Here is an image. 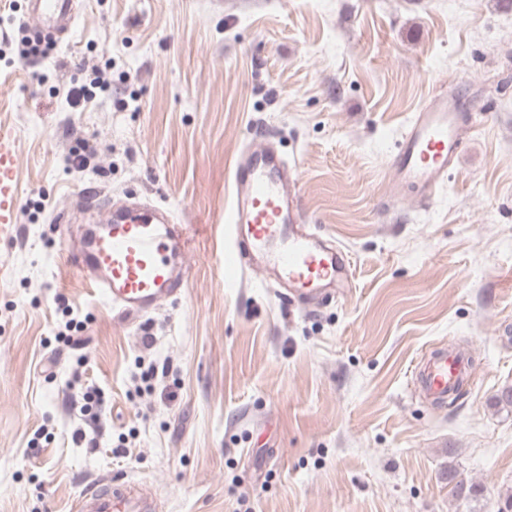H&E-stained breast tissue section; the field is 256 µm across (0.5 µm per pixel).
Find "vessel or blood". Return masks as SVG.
I'll list each match as a JSON object with an SVG mask.
<instances>
[{
    "label": "vessel or blood",
    "instance_id": "b4317fda",
    "mask_svg": "<svg viewBox=\"0 0 512 512\" xmlns=\"http://www.w3.org/2000/svg\"><path fill=\"white\" fill-rule=\"evenodd\" d=\"M73 0H29L28 19L60 30L73 19ZM467 117L452 94L436 96L415 112L391 162L393 176L423 200L432 199L461 153ZM19 153L13 131L0 127V235L19 222ZM224 220L234 240L232 257L241 266L273 271L293 297L350 287L347 254L311 231L303 219L299 177L270 147L249 148L230 175V206ZM189 225L174 223L169 211L152 204L113 208L105 224L90 230L80 246L67 249L73 271L118 320L136 322L164 301L180 296L189 279ZM471 376L468 353L448 346L420 362L421 389L444 403ZM142 488L114 475L86 487L73 512H151Z\"/></svg>",
    "mask_w": 512,
    "mask_h": 512
}]
</instances>
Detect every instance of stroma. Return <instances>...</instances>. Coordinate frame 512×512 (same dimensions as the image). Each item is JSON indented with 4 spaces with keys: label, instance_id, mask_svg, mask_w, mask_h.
Wrapping results in <instances>:
<instances>
[{
    "label": "stroma",
    "instance_id": "1",
    "mask_svg": "<svg viewBox=\"0 0 512 512\" xmlns=\"http://www.w3.org/2000/svg\"><path fill=\"white\" fill-rule=\"evenodd\" d=\"M28 0H0V123L20 220L0 238V512H71L101 474L162 512H498L512 496V6L504 0H76L72 34L23 59ZM101 71L111 102L65 90ZM480 107L436 196L388 168L431 98ZM271 142L306 222L350 258L348 294L285 299L228 262V173ZM87 167L68 166L76 151ZM206 226L183 294L115 322L64 260L84 193ZM84 318L60 341L66 307ZM449 343L474 378L449 404L412 374ZM167 366L154 392L143 367ZM96 447L74 442L88 383ZM127 437L129 455L113 450ZM481 487L459 496L446 473ZM82 400L83 404L80 407L81 416L86 418L93 432H95V428L92 427V424H96L102 407L106 402L105 392L93 384L88 385L82 393Z\"/></svg>",
    "mask_w": 512,
    "mask_h": 512
}]
</instances>
